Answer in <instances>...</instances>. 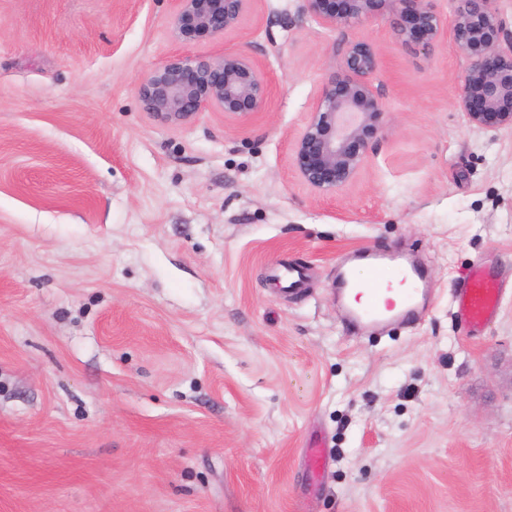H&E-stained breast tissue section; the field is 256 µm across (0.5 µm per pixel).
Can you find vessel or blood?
Segmentation results:
<instances>
[{
	"label": "vessel or blood",
	"mask_w": 512,
	"mask_h": 512,
	"mask_svg": "<svg viewBox=\"0 0 512 512\" xmlns=\"http://www.w3.org/2000/svg\"><path fill=\"white\" fill-rule=\"evenodd\" d=\"M366 278L373 283L374 289L362 308L347 310L348 324L379 329L396 319L420 317L428 299V284L419 267L407 264L395 255L371 254L367 257ZM393 278L407 286L396 301L386 298L383 291L384 285ZM505 294L502 281L486 271H472L453 295V316L470 327H484L497 315Z\"/></svg>",
	"instance_id": "vessel-or-blood-1"
}]
</instances>
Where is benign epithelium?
I'll list each match as a JSON object with an SVG mask.
<instances>
[{"instance_id":"benign-epithelium-1","label":"benign epithelium","mask_w":512,"mask_h":512,"mask_svg":"<svg viewBox=\"0 0 512 512\" xmlns=\"http://www.w3.org/2000/svg\"><path fill=\"white\" fill-rule=\"evenodd\" d=\"M173 28L192 39L234 30L254 0H176ZM433 0H303L304 11L332 29L387 19L393 38L429 52L450 30L469 61L457 106L477 127L512 129V42L501 44V19L494 0H454L451 22ZM376 50L362 40L344 49L339 69L321 82L315 105L293 138L291 161L299 179L320 196L350 185L368 151L385 129V106L373 88ZM136 92L144 111L168 125H185L199 112L242 118L265 103L270 86L254 58L244 51L216 56L176 54L143 76Z\"/></svg>"}]
</instances>
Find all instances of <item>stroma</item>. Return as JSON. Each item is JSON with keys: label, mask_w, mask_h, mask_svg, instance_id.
Listing matches in <instances>:
<instances>
[{"label": "stroma", "mask_w": 512, "mask_h": 512, "mask_svg": "<svg viewBox=\"0 0 512 512\" xmlns=\"http://www.w3.org/2000/svg\"><path fill=\"white\" fill-rule=\"evenodd\" d=\"M176 7L0 0V512H512V295L478 336L449 308L474 265L512 285V130L458 108L466 56L302 0L180 40ZM359 39L386 129L322 197L290 144ZM227 49L268 77L258 112H144L147 72ZM355 249L414 259L429 311L349 326Z\"/></svg>", "instance_id": "obj_1"}]
</instances>
